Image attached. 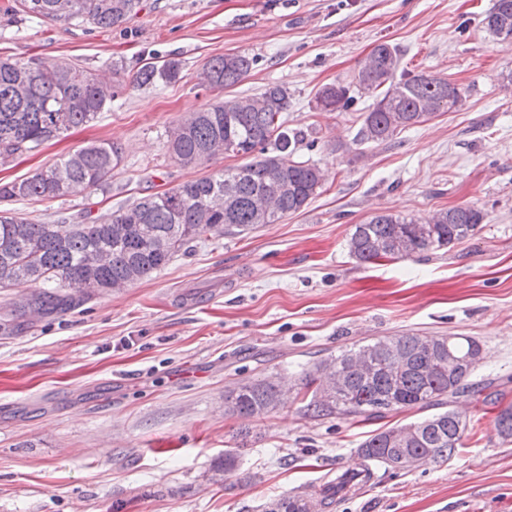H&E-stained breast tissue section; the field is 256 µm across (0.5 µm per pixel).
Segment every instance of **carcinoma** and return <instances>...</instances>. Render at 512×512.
Segmentation results:
<instances>
[{
  "mask_svg": "<svg viewBox=\"0 0 512 512\" xmlns=\"http://www.w3.org/2000/svg\"><path fill=\"white\" fill-rule=\"evenodd\" d=\"M144 0H4L0 13L28 15L53 22L119 25L137 15ZM487 30L512 44V0H496L484 18ZM37 58L0 57V165L37 150L74 127L97 117L127 86L152 87L180 79L182 61L146 65L132 81L123 66L112 65L107 80L75 62L47 67ZM253 59L226 54L211 59L200 78L229 88L249 72ZM400 56L388 43L377 45L348 82L323 86L316 107L324 112L349 110L364 94L374 102L362 114L356 134L361 144L383 143L402 130L431 120L439 112H457L466 93L432 75L396 76ZM288 90L271 85L256 96H232L191 113L166 131L167 148L178 164L197 166L203 156L231 154L249 161L209 177L185 181L135 200L107 217L87 210L78 224H30L10 209L0 210V287L41 280L42 292L20 309L26 317L63 314L78 305L66 288H90L89 299L125 288L162 269L191 244L224 230L241 233L274 224L308 204L324 180L314 164L296 157L299 133L284 127ZM120 148L92 143L17 182L0 184V200L53 201L78 188L106 191ZM487 214L473 205L435 212L423 223L385 211L354 225L349 255L359 263L409 259L448 247L471 235ZM481 344L469 336H386L357 349H345L320 362L305 376L297 394L305 413L366 421L406 408L438 407L421 421L387 428L359 447L362 457L388 468L400 459H443L462 446L467 420L454 408L441 410L465 392L480 362ZM286 387L268 379L241 381L224 393L227 414L248 419L275 410ZM497 435L512 439V404L499 406ZM349 479L338 476L314 501L284 495L270 512H310L311 503L327 508Z\"/></svg>",
  "mask_w": 512,
  "mask_h": 512,
  "instance_id": "obj_1",
  "label": "carcinoma"
}]
</instances>
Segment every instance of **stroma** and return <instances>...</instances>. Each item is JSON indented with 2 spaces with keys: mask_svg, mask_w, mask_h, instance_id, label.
<instances>
[{
  "mask_svg": "<svg viewBox=\"0 0 512 512\" xmlns=\"http://www.w3.org/2000/svg\"><path fill=\"white\" fill-rule=\"evenodd\" d=\"M495 0H146L109 29L0 15V56L70 60L134 76L171 57L180 80L128 88L88 125L0 167L19 181L92 142L121 150L109 192L63 200L18 199L34 224L77 223L136 199L215 174L224 156L184 167L165 131L227 96L287 88V126L308 141L297 156L327 177L308 204L241 235H214L152 277L24 330L21 296L42 283L0 288V512H264L279 495L312 496L336 473L371 468L370 481L337 495L326 512H512V439L493 407L460 397L478 421L451 457L417 468L368 464L369 436L429 416L413 408L356 423L306 415L299 399L246 421L229 417L224 392L247 379L296 385L339 350L383 336H470L484 358L471 383L512 402V45L483 19ZM400 69L467 91L457 112L381 144L354 141L362 96L322 112L315 94L349 80L377 44ZM252 58L235 86L198 75L225 54ZM470 204L486 212L473 235L414 258L361 265L346 241L375 212L423 221ZM234 471H220L225 451Z\"/></svg>",
  "mask_w": 512,
  "mask_h": 512,
  "instance_id": "obj_1",
  "label": "stroma"
}]
</instances>
